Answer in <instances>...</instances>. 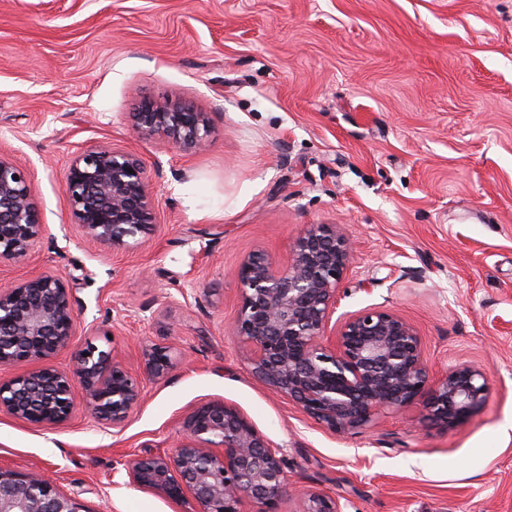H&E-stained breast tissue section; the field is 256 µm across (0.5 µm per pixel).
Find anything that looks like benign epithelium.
Instances as JSON below:
<instances>
[{"instance_id":"1","label":"benign epithelium","mask_w":512,"mask_h":512,"mask_svg":"<svg viewBox=\"0 0 512 512\" xmlns=\"http://www.w3.org/2000/svg\"><path fill=\"white\" fill-rule=\"evenodd\" d=\"M143 139L202 150L209 142L204 112L144 102L133 114ZM77 223L97 244L120 250L128 239L156 229L150 181L133 153L90 147L72 161L64 182ZM47 232L28 173L0 157V261L31 254ZM352 243L335 224H309L293 245L291 262L279 268L259 253L235 269L241 305L233 332L248 347L251 373L288 397L334 435L371 426L386 409L418 405L422 417L446 430L466 423L494 392L490 371L460 362L438 375L422 337L390 310L366 309L332 325L338 285L352 272ZM77 315L69 288L49 272L0 285V367L26 362L35 368L0 383V414L37 428L65 425L83 408L98 424L120 433L143 397L141 379L118 353L90 343L69 365L51 361L75 336ZM144 372L153 380L175 368L172 347L142 348ZM182 437L167 453L137 455L125 465L128 484L175 502L190 512H281L287 460L236 407L210 400L181 420ZM0 512H87L49 477L0 469ZM293 512H344L340 498L306 490Z\"/></svg>"}]
</instances>
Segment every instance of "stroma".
Masks as SVG:
<instances>
[{
	"instance_id": "stroma-1",
	"label": "stroma",
	"mask_w": 512,
	"mask_h": 512,
	"mask_svg": "<svg viewBox=\"0 0 512 512\" xmlns=\"http://www.w3.org/2000/svg\"><path fill=\"white\" fill-rule=\"evenodd\" d=\"M149 100L208 113V149L141 139ZM91 146L151 178L157 230L124 251L89 242L64 191ZM0 157L48 228L0 284L50 271L72 294L56 364L90 342L137 376L144 345L178 357L118 434L81 410L46 430L0 415V468L45 472L86 512H183L125 463L221 399L283 450L289 491L344 512H512V0H0ZM309 224L355 243L337 315L395 311L435 372L487 367L481 412L446 430L410 407L338 437L252 376L232 271L252 252L286 265ZM291 512H344L340 498L326 492L306 490L298 494L297 508Z\"/></svg>"
}]
</instances>
